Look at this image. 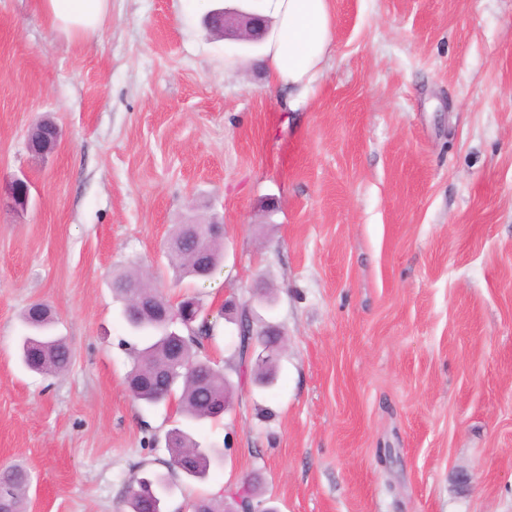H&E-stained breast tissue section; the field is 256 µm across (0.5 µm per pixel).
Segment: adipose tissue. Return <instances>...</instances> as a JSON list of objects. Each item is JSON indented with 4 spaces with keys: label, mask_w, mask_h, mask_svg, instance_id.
Masks as SVG:
<instances>
[{
    "label": "adipose tissue",
    "mask_w": 512,
    "mask_h": 512,
    "mask_svg": "<svg viewBox=\"0 0 512 512\" xmlns=\"http://www.w3.org/2000/svg\"><path fill=\"white\" fill-rule=\"evenodd\" d=\"M51 30L76 39L97 36L112 0H35ZM258 14L270 21L262 55L273 77L291 88L290 110L305 105L330 55L334 16L331 0H259Z\"/></svg>",
    "instance_id": "obj_1"
}]
</instances>
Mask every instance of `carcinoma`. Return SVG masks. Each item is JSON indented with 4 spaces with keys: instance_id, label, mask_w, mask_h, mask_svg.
Segmentation results:
<instances>
[{
    "instance_id": "carcinoma-1",
    "label": "carcinoma",
    "mask_w": 512,
    "mask_h": 512,
    "mask_svg": "<svg viewBox=\"0 0 512 512\" xmlns=\"http://www.w3.org/2000/svg\"><path fill=\"white\" fill-rule=\"evenodd\" d=\"M171 263L184 276L196 277L198 262L217 270L224 258V240L211 238L205 242L199 255L189 251L169 250ZM129 328L139 335L142 346L132 348V369L129 381L134 383L133 398L154 407L178 398L179 413L189 424H196L222 416L224 401L232 398L233 385L224 373L214 368L210 361L200 356L205 340L212 335V326L206 319L193 323L192 328L178 336L169 335L168 328L151 316L126 318ZM237 346L239 363H244L246 349L257 348L269 342L270 337L251 327L249 318H243ZM29 333L21 337L20 351L23 364L32 371L54 376L67 370L71 360L69 348L62 338L52 334L53 319L37 316L34 307L25 315ZM181 351L179 366L172 376L158 378L153 368L159 358L170 348ZM278 359L270 357L254 363L253 380L271 383L275 379ZM180 445L169 449L167 462L170 471L192 481L207 479L211 466L219 460L214 448H203L187 429H179ZM29 485L28 474L17 468L0 472V502L6 512H25L24 503ZM130 512H156L154 503L127 489Z\"/></svg>"
}]
</instances>
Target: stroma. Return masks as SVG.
Returning a JSON list of instances; mask_svg holds the SVG:
<instances>
[{"label": "stroma", "mask_w": 512, "mask_h": 512, "mask_svg": "<svg viewBox=\"0 0 512 512\" xmlns=\"http://www.w3.org/2000/svg\"><path fill=\"white\" fill-rule=\"evenodd\" d=\"M331 58L299 111L261 48L210 34L232 0H112L100 35L0 0V469L28 512H126L166 472L177 402L126 386L114 273L190 294L233 408L195 439L223 459L166 512L253 479L275 512H512V0H331ZM52 119L34 160L29 129ZM223 220L224 262L176 282L166 243ZM250 302L283 334L263 387L238 376ZM48 304L67 372L26 371L22 315Z\"/></svg>", "instance_id": "35a3bbf8"}]
</instances>
